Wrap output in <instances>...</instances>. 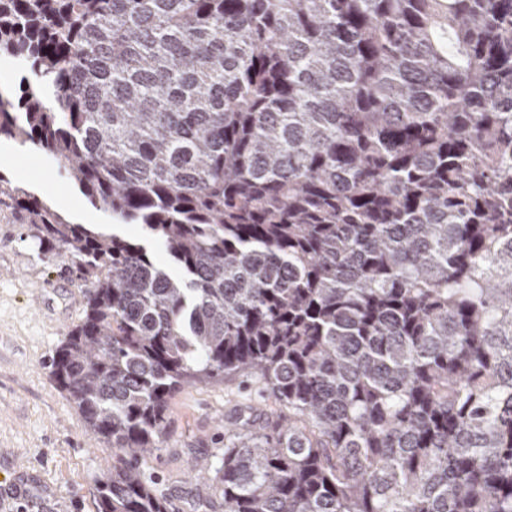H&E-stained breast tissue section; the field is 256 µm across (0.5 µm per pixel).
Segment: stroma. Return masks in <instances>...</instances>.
Returning a JSON list of instances; mask_svg holds the SVG:
<instances>
[{
    "label": "stroma",
    "instance_id": "35a3bbf8",
    "mask_svg": "<svg viewBox=\"0 0 512 512\" xmlns=\"http://www.w3.org/2000/svg\"><path fill=\"white\" fill-rule=\"evenodd\" d=\"M0 172L74 222L106 221L33 149L0 152ZM85 304L64 252H46L24 213L0 205V512H97L96 477L123 463L85 431L51 374L55 351ZM265 405L262 385L246 375L188 386L171 398L162 449L145 467L169 512H194V503L213 498L208 483L191 478L192 466L220 457L227 417Z\"/></svg>",
    "mask_w": 512,
    "mask_h": 512
}]
</instances>
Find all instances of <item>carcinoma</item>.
I'll return each instance as SVG.
<instances>
[{"label": "carcinoma", "instance_id": "1", "mask_svg": "<svg viewBox=\"0 0 512 512\" xmlns=\"http://www.w3.org/2000/svg\"><path fill=\"white\" fill-rule=\"evenodd\" d=\"M0 55V137L112 218L0 175L86 288L98 512H168L169 400L243 372L221 512H512V0H0Z\"/></svg>", "mask_w": 512, "mask_h": 512}]
</instances>
